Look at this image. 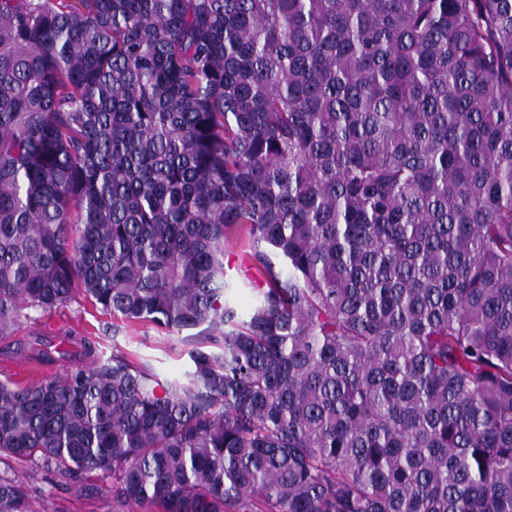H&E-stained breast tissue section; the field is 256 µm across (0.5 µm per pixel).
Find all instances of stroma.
Returning <instances> with one entry per match:
<instances>
[{
	"instance_id": "stroma-1",
	"label": "stroma",
	"mask_w": 512,
	"mask_h": 512,
	"mask_svg": "<svg viewBox=\"0 0 512 512\" xmlns=\"http://www.w3.org/2000/svg\"><path fill=\"white\" fill-rule=\"evenodd\" d=\"M250 260L240 239L224 244V270L228 277L242 281L235 297L240 310H248L254 300L252 286L246 285ZM113 319L104 315L82 294H74L63 306L48 313H37L35 320L22 321L10 338L9 349L0 352V372L20 380L31 379L33 348L53 346L66 335L84 336L95 342L104 354L122 353L151 364L161 379L180 377L188 358L173 335L158 331L146 323H135L113 330ZM0 474L19 477L29 488L34 512H112V495H91L83 491L81 481L57 485L42 473L33 472L28 464L16 459L0 461Z\"/></svg>"
}]
</instances>
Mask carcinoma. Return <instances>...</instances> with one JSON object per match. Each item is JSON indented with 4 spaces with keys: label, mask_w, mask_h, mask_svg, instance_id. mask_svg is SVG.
Listing matches in <instances>:
<instances>
[{
    "label": "carcinoma",
    "mask_w": 512,
    "mask_h": 512,
    "mask_svg": "<svg viewBox=\"0 0 512 512\" xmlns=\"http://www.w3.org/2000/svg\"><path fill=\"white\" fill-rule=\"evenodd\" d=\"M78 290L189 367L66 336L0 459L112 512H512V0H0V343ZM224 270L227 277L247 281L246 271L250 270V260L238 238L224 242Z\"/></svg>",
    "instance_id": "carcinoma-1"
}]
</instances>
